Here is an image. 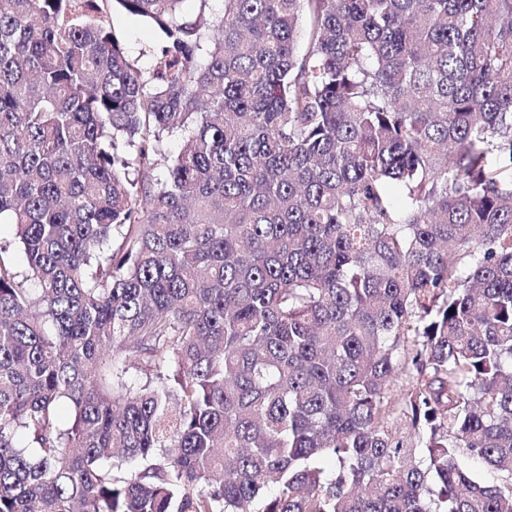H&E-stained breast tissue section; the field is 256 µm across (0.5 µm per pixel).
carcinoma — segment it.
<instances>
[{
    "instance_id": "cac0c4a2",
    "label": "carcinoma",
    "mask_w": 512,
    "mask_h": 512,
    "mask_svg": "<svg viewBox=\"0 0 512 512\" xmlns=\"http://www.w3.org/2000/svg\"><path fill=\"white\" fill-rule=\"evenodd\" d=\"M182 2L0 0V512H512V0ZM111 21L127 57L142 69L149 68L150 53L160 39L159 33L146 21L129 17L118 9L113 10Z\"/></svg>"
}]
</instances>
